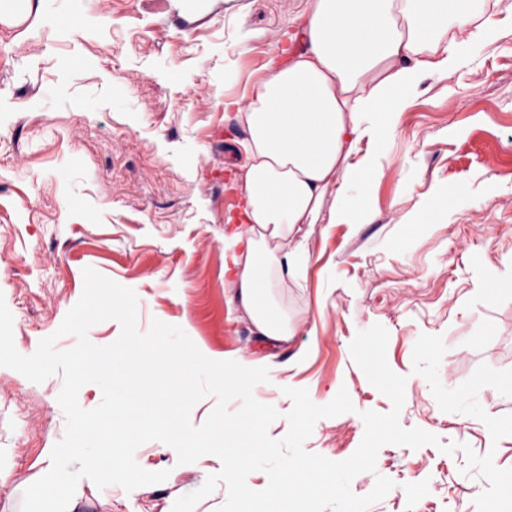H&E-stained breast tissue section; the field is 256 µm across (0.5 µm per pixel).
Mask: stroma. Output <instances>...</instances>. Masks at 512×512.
<instances>
[{
	"label": "stroma",
	"instance_id": "stroma-1",
	"mask_svg": "<svg viewBox=\"0 0 512 512\" xmlns=\"http://www.w3.org/2000/svg\"><path fill=\"white\" fill-rule=\"evenodd\" d=\"M310 2L28 0L21 23L0 21V296L14 344L29 355L54 334L94 268L135 291L140 331L156 318L208 358L268 368L254 396L281 414L272 438L288 431L283 387L318 405L347 390L353 412L320 419L304 443L343 461L363 438L361 412L391 409L350 350L380 324L387 362L406 379L401 426L440 443L382 446L352 492L368 495L381 475L394 487L367 512H477L489 483L462 448L512 468V435L493 440L481 420L442 411L412 356L421 335L442 337L449 389L483 363L512 369V291L489 289L512 281V33L476 44L452 76L421 78L368 153V186L350 191L363 223L314 232L303 276L273 284L295 325L274 342L228 302L224 217L241 202L248 134L224 100L260 77ZM62 384L0 367V512H20L50 465ZM135 459L168 478L129 492L80 480L71 512H172L221 468L210 454L178 464L159 441Z\"/></svg>",
	"mask_w": 512,
	"mask_h": 512
}]
</instances>
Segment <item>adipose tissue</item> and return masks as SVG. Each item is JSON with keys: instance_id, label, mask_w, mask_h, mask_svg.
<instances>
[{"instance_id": "1", "label": "adipose tissue", "mask_w": 512, "mask_h": 512, "mask_svg": "<svg viewBox=\"0 0 512 512\" xmlns=\"http://www.w3.org/2000/svg\"><path fill=\"white\" fill-rule=\"evenodd\" d=\"M475 0H312L291 45L271 59L237 112L248 132L240 223L224 237L229 301L257 335L288 339L272 281L295 278L304 243L293 237L347 218L361 142L393 130L428 72L451 73L499 26Z\"/></svg>"}]
</instances>
